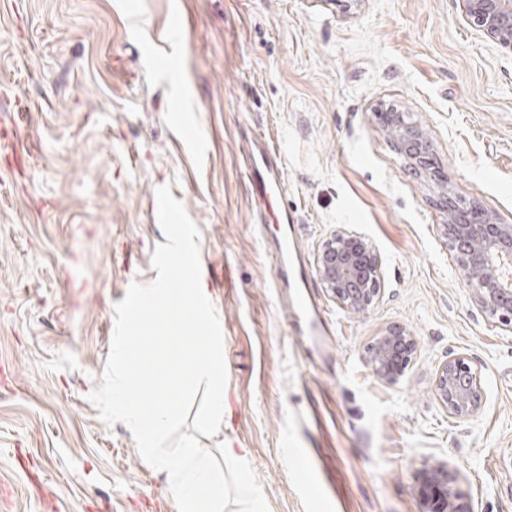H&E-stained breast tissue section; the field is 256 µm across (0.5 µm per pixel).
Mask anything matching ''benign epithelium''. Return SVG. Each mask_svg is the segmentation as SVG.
Wrapping results in <instances>:
<instances>
[{
	"instance_id": "7a95c632",
	"label": "benign epithelium",
	"mask_w": 512,
	"mask_h": 512,
	"mask_svg": "<svg viewBox=\"0 0 512 512\" xmlns=\"http://www.w3.org/2000/svg\"><path fill=\"white\" fill-rule=\"evenodd\" d=\"M465 21L499 47L512 52V0H456ZM395 149L415 174L432 181L452 216L445 225L448 246L455 253L473 302L495 326L512 332V225L501 224L477 204L463 205L454 196L448 179L434 166L431 142L410 114L379 113ZM317 272L326 292L344 310L365 314L382 293V263L374 244L363 234L338 227L318 249ZM413 334L391 326L369 348L368 363L380 379L391 381L402 374L417 354ZM434 392L453 417L472 416L483 404L480 374L459 356L438 370ZM424 503L428 512H472L460 487L459 474L448 462H435L422 472Z\"/></svg>"
}]
</instances>
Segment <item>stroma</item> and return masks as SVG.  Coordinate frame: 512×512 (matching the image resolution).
I'll return each mask as SVG.
<instances>
[{"label":"stroma","instance_id":"35a3bbf8","mask_svg":"<svg viewBox=\"0 0 512 512\" xmlns=\"http://www.w3.org/2000/svg\"><path fill=\"white\" fill-rule=\"evenodd\" d=\"M389 108L426 128L461 202L512 224V54L456 0H0V512H179L131 430L88 398L116 303L157 277L163 185L200 230L224 437L269 512H424L436 460L473 512H512V333L471 302L447 211L381 127ZM259 133L283 166L270 207L244 167ZM340 226L382 258L365 315L316 271ZM284 236L322 336L275 277ZM392 325L418 352L386 382L367 355ZM459 355L484 391L469 418L434 393Z\"/></svg>","mask_w":512,"mask_h":512}]
</instances>
